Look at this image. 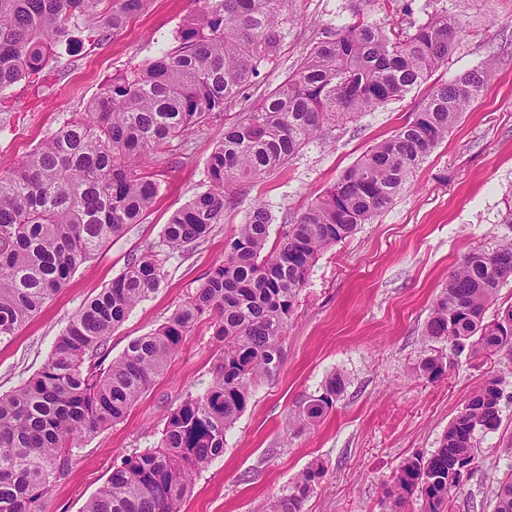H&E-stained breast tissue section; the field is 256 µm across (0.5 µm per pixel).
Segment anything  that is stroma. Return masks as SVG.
<instances>
[{
    "instance_id": "obj_1",
    "label": "stroma",
    "mask_w": 512,
    "mask_h": 512,
    "mask_svg": "<svg viewBox=\"0 0 512 512\" xmlns=\"http://www.w3.org/2000/svg\"><path fill=\"white\" fill-rule=\"evenodd\" d=\"M466 32L447 65L401 99L337 127L257 182L239 184L235 203L202 243L162 249L171 214L203 190L207 161L226 126L244 120L299 65L330 26L350 21L351 0H292L301 21L279 57L246 97L212 114L203 126L155 150L151 171L163 194L142 223L130 225L71 275L40 313L0 344V393L37 373L71 317L118 276L132 255L162 252L164 279L109 341L111 357L162 324L224 257L254 199L271 206V241L284 217L299 214L372 144L389 138L434 89L495 57L481 95L417 169L392 206L351 237L325 250L312 267L283 341V361L262 381L226 435L222 456L198 473L181 512H263L296 474L319 461L325 475L303 512H383L382 485L399 464L429 455L469 396L487 378L502 380V424L478 438V461L461 495L475 512H493L497 481L512 468V360L446 354V372L417 376L430 306L450 272L478 246L489 247L512 226V0H447ZM196 0H152L113 38L62 52L57 67L0 92V163L10 164L102 92L113 74L132 71L172 47ZM220 345L209 320L187 336L166 371L124 420L82 438L67 479L41 501L40 512H81L114 462L155 447L167 408L202 393L215 376ZM339 373L345 389L314 430L295 436L287 425L301 403Z\"/></svg>"
}]
</instances>
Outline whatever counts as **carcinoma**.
<instances>
[{"instance_id": "carcinoma-1", "label": "carcinoma", "mask_w": 512, "mask_h": 512, "mask_svg": "<svg viewBox=\"0 0 512 512\" xmlns=\"http://www.w3.org/2000/svg\"><path fill=\"white\" fill-rule=\"evenodd\" d=\"M197 2L175 46L113 75L83 112L20 163L0 169V343L40 312L76 268L141 223L163 190L146 169L151 152L244 96L298 25L288 0ZM364 2L385 19L360 13L328 28L255 112L224 128L208 161L206 189L164 225L169 251L200 243L222 223L234 185L276 171L330 127L404 97L448 63L462 25L447 5L428 0L426 19L416 22L412 0ZM149 3L0 0V91L41 71L63 44L71 50L117 35ZM494 71L490 59L432 91L394 135L369 146L294 216L281 241L269 244V204L254 200L224 259L188 300L106 365L112 331L163 278L158 255L131 258L74 314L42 368L0 394V512H40L43 496L69 476L78 440L123 420L206 315L221 342L214 379L169 409L157 446L114 464L83 508L180 512L193 474L224 453L226 433L255 387L278 372L288 322L317 256L392 204ZM508 271L512 238L474 249L449 274L424 327L428 349L420 368L427 378L445 374V348L512 358V304L487 317ZM343 389L342 377L331 375L299 409L297 428L315 427ZM501 398L500 380H487L449 423L438 448L402 462L385 487L384 512H405L414 498L420 512H451L464 485H448L449 473L462 462L476 465L477 436L501 426ZM323 476L322 465L308 466L268 512H302ZM494 512H512V469L498 480Z\"/></svg>"}]
</instances>
